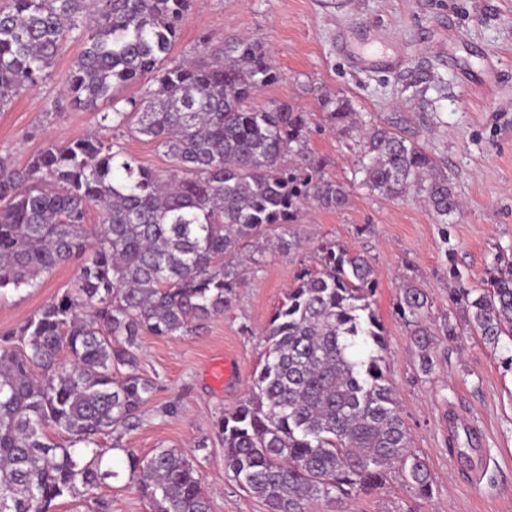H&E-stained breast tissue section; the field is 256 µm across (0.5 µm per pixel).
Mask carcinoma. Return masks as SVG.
Instances as JSON below:
<instances>
[{
    "mask_svg": "<svg viewBox=\"0 0 512 512\" xmlns=\"http://www.w3.org/2000/svg\"><path fill=\"white\" fill-rule=\"evenodd\" d=\"M190 0H8L0 5V108L37 85L67 36L83 47L66 93L93 109L95 134L51 142L24 166L0 155V295L83 257L71 288L0 338V512H52L63 497L109 512L97 490L120 472L99 440L132 430L154 381L137 364L145 334L181 336L224 315L243 282L240 248L302 206L339 210L348 188L306 153L309 113L251 100L283 73L262 42H224L210 61L172 56ZM148 78L157 88L116 108V93ZM330 124L349 128L350 100L320 95ZM125 128L164 150L170 165H141L106 134ZM362 184L391 199L423 196L438 223L460 211L452 181L427 150L381 126L363 134ZM290 155L301 164L290 166ZM98 222H86L91 209ZM320 269L270 317L269 344L247 396L215 422L224 473L267 512H315L367 495L398 465L428 499L433 479L411 453L386 365L385 328L372 307L374 269L361 254L321 247ZM463 326L496 350L512 338V263L487 288H455ZM429 297L403 288L398 315L412 326L422 367L433 368L422 324ZM68 357H61L62 352ZM66 436L51 439L49 431ZM128 481L150 512H211L203 479L180 448L127 455Z\"/></svg>",
    "mask_w": 512,
    "mask_h": 512,
    "instance_id": "carcinoma-1",
    "label": "carcinoma"
}]
</instances>
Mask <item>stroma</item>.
Returning a JSON list of instances; mask_svg holds the SVG:
<instances>
[{
	"label": "stroma",
	"mask_w": 512,
	"mask_h": 512,
	"mask_svg": "<svg viewBox=\"0 0 512 512\" xmlns=\"http://www.w3.org/2000/svg\"><path fill=\"white\" fill-rule=\"evenodd\" d=\"M236 37L259 39L283 74L258 92L262 109L284 102L310 114L306 148L326 162L325 174L350 190L340 210L309 206L271 249L265 235L243 245L250 262L239 298L224 316L186 336H145L136 371L156 383L136 429L102 436L106 461L121 468L127 453L158 447L191 452L210 493L212 512H266L224 473V448L213 427L248 390L267 350L263 329L297 276L320 267V248L334 243L364 255L378 283L373 308L386 331L387 371L411 451L434 478L419 498L399 470L378 490L346 501L345 512H512V371L479 337L448 341L447 323H462L449 302L454 288H482L497 266L512 261V0H191L173 54L200 57ZM370 50L363 66L341 47ZM82 49L67 40L47 78L0 108V155L24 165L48 140L68 141L96 127L94 111L64 95ZM497 82L487 86L486 64ZM351 101L357 125L332 129L318 104L322 93ZM379 125L425 147L447 172L461 203L449 223H436L422 198L392 200L361 184V129ZM80 258L44 274L34 291L0 298V335L17 330L69 288ZM456 265L460 279L448 273ZM425 288L424 320L434 364L423 372L420 351L396 307L403 288ZM230 359L236 374L213 387L207 367ZM175 414H166V407ZM473 431L471 461L448 452L451 431Z\"/></svg>",
	"instance_id": "35a3bbf8"
}]
</instances>
